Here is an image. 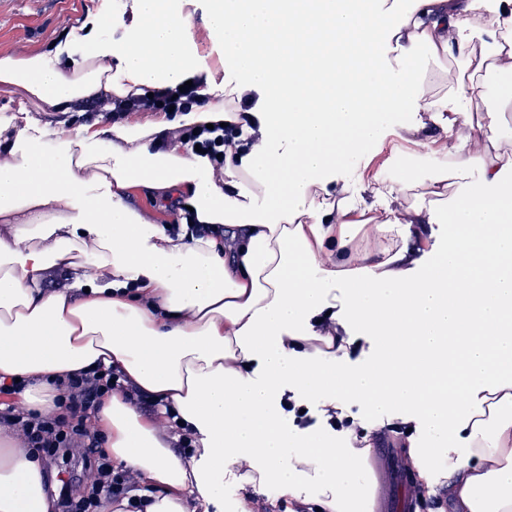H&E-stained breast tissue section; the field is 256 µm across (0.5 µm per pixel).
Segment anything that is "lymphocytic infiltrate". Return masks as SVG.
<instances>
[{
	"mask_svg": "<svg viewBox=\"0 0 512 512\" xmlns=\"http://www.w3.org/2000/svg\"><path fill=\"white\" fill-rule=\"evenodd\" d=\"M193 85L177 93L165 88L155 91L150 98H128L124 106L115 107L110 120H118L124 112H165L176 109L188 111L190 105L198 103L197 88L202 77L192 79ZM54 384L59 392L57 411L44 416L33 411L19 409L11 398L19 394L23 383L0 381V428L8 433L19 434L23 447L44 457H51L61 448H80L93 459L95 480L80 498L67 496L57 501V512H97L101 495H108L114 503H127L133 512L141 508L143 499L135 493L136 486L125 472L114 470L111 460L104 452L102 432L90 431L85 420L89 414L100 410L105 395L114 390L123 391L130 403L142 410L155 412L154 403L145 400L126 375L116 366H97L91 370L68 372L58 376Z\"/></svg>",
	"mask_w": 512,
	"mask_h": 512,
	"instance_id": "1",
	"label": "lymphocytic infiltrate"
}]
</instances>
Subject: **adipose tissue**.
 <instances>
[{"label": "adipose tissue", "mask_w": 512, "mask_h": 512, "mask_svg": "<svg viewBox=\"0 0 512 512\" xmlns=\"http://www.w3.org/2000/svg\"><path fill=\"white\" fill-rule=\"evenodd\" d=\"M196 0H132L138 26L73 34L50 53L0 56V87L57 108L104 92L146 97L204 78L200 101L167 120L57 133L0 118V375L28 378L20 399L47 415L46 377L115 365L173 407L188 455L159 419L123 394L93 418L106 453L154 487L145 512H188L236 483L318 505L376 512L370 448L295 428L285 395L382 415L412 413L418 479L452 482L456 512H512V138L500 134L512 86V0H412L394 26L374 0H207L218 62L243 81L216 85L195 40ZM396 46L401 71L382 56ZM461 71L422 77L423 55ZM72 58L61 67L62 57ZM257 91L256 127L224 147V176L183 143L155 135L227 119ZM424 112L409 133L419 171L374 170L375 206L334 186L358 148L381 144L394 116ZM476 184L451 191L458 174ZM191 206L224 234L169 236L128 204L140 189ZM447 227L436 237L435 225ZM64 269L71 288L50 291ZM331 329H322L323 320ZM373 358L352 365L358 337ZM41 457L0 436V512H56Z\"/></svg>", "instance_id": "adipose-tissue-1"}]
</instances>
